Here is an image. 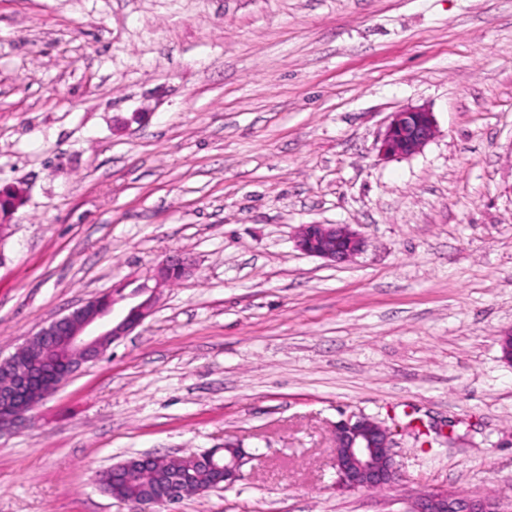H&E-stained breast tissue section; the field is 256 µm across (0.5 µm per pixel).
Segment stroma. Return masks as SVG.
Returning <instances> with one entry per match:
<instances>
[{
	"mask_svg": "<svg viewBox=\"0 0 512 512\" xmlns=\"http://www.w3.org/2000/svg\"><path fill=\"white\" fill-rule=\"evenodd\" d=\"M438 133L385 160L392 112ZM0 358L89 298L152 314L0 434V512H131L97 472L240 444L171 512L512 508V0H0ZM304 224L365 241L303 254ZM175 254L193 277L156 284ZM400 479L337 489L333 427ZM363 244L356 231L338 224L304 225L296 238V247L303 253L334 263L352 259L363 250ZM223 451L222 455L217 454V450L205 455V459L211 468L220 469L223 474L210 470L205 467L194 470H186L181 473L182 484L190 489L183 497L195 494L197 489H205L211 485L219 484L224 487L234 484L243 476V466L252 458V454L240 447L219 448ZM411 512H506L499 503L480 494L452 496L427 492L414 498Z\"/></svg>",
	"mask_w": 512,
	"mask_h": 512,
	"instance_id": "1",
	"label": "stroma"
}]
</instances>
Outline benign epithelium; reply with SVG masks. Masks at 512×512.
Returning <instances> with one entry per match:
<instances>
[{
	"label": "benign epithelium",
	"mask_w": 512,
	"mask_h": 512,
	"mask_svg": "<svg viewBox=\"0 0 512 512\" xmlns=\"http://www.w3.org/2000/svg\"><path fill=\"white\" fill-rule=\"evenodd\" d=\"M437 125L432 112L424 107H405L391 113L380 138L379 154L387 160L412 157L434 139ZM21 202V193L12 188L0 190V220L10 218ZM296 247L303 253L328 262L348 261L363 250V239L350 227L338 224H308L301 228ZM191 258L168 257L155 269L153 278L168 284L193 275ZM126 299L120 290L88 299L83 305L41 327L32 338L0 364L25 365L0 380V434L17 427L60 383L83 365L99 360L117 339L127 335L150 315L154 296L129 305L114 315L115 305ZM64 374L51 383L35 380L36 369L56 365ZM252 454L240 447L224 446L222 454L210 452L205 459L210 467L224 472V485L241 479L243 466ZM161 463V457L141 455L129 458L127 471L143 475ZM333 467L336 485L344 490L385 488L398 480L391 455V433L375 419L355 414L336 423ZM412 512H504L499 503L480 494L452 496L427 492L414 498Z\"/></svg>",
	"instance_id": "1"
}]
</instances>
